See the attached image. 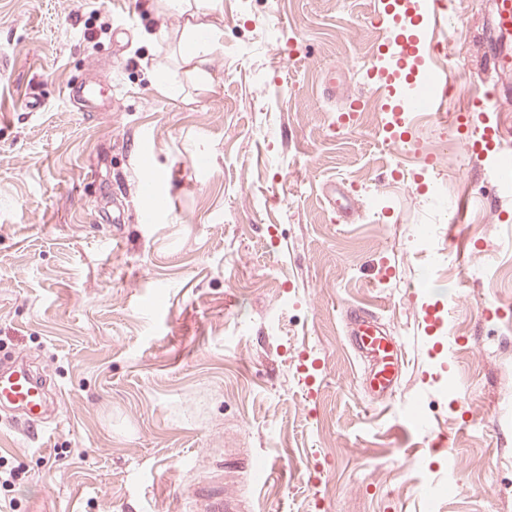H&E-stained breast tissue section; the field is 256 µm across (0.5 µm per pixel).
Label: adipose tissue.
<instances>
[{
    "mask_svg": "<svg viewBox=\"0 0 512 512\" xmlns=\"http://www.w3.org/2000/svg\"><path fill=\"white\" fill-rule=\"evenodd\" d=\"M170 7L185 18L180 43L181 58L192 73H203L211 53L216 49L217 36L208 11L192 7L189 0H168Z\"/></svg>",
    "mask_w": 512,
    "mask_h": 512,
    "instance_id": "adipose-tissue-1",
    "label": "adipose tissue"
}]
</instances>
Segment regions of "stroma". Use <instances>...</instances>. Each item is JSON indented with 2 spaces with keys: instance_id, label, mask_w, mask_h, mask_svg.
<instances>
[{
  "instance_id": "35a3bbf8",
  "label": "stroma",
  "mask_w": 512,
  "mask_h": 512,
  "mask_svg": "<svg viewBox=\"0 0 512 512\" xmlns=\"http://www.w3.org/2000/svg\"><path fill=\"white\" fill-rule=\"evenodd\" d=\"M201 2L222 32L203 80L163 0H0V355L61 390L39 442L0 421V470L18 472L0 499L192 512L190 489L220 477L247 512H512V188L492 192L488 160L449 131L491 87L489 0H442L455 25L438 42L414 27L423 68L456 88L444 112L408 115L401 146L370 109L387 97L371 53L400 30L382 0ZM116 54L137 64L113 69L105 107L69 97ZM150 172L172 197L152 217ZM435 181L466 194L464 222ZM438 301L435 355L414 338ZM351 305L407 346L386 402L344 344Z\"/></svg>"
}]
</instances>
